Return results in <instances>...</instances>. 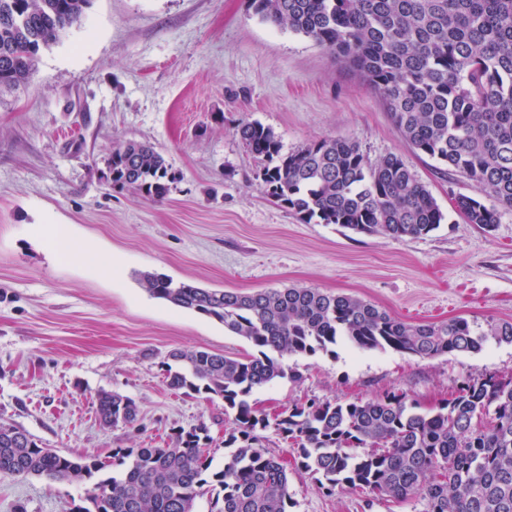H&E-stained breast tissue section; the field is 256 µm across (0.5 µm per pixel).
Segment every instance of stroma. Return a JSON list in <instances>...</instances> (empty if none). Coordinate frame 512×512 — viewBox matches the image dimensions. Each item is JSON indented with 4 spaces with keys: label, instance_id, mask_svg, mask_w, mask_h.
<instances>
[{
    "label": "stroma",
    "instance_id": "stroma-1",
    "mask_svg": "<svg viewBox=\"0 0 512 512\" xmlns=\"http://www.w3.org/2000/svg\"><path fill=\"white\" fill-rule=\"evenodd\" d=\"M271 127L284 151L327 136L356 140L368 163L400 156L446 219L392 239L307 223L267 193L264 162L240 140ZM146 142L175 180L155 202L103 179L114 149ZM483 197L402 138L380 98L314 40L256 15L250 0H92L81 25L41 53L25 86L0 89V421L61 453L111 462L116 448L166 447L206 425L214 466L235 428L221 398L166 384L175 349L254 354L223 324L150 296L140 277L253 293L291 286L344 293L409 323L512 321V211L491 229L451 199ZM68 225L112 257V274L50 255ZM290 374L255 389L268 417L311 398L406 393L428 411L466 377L512 376V344L419 358L339 342L334 353L285 358ZM133 399L135 427L99 420L100 392ZM259 446L288 465L289 512H422L350 490L326 493L294 463L274 428ZM86 484L0 475V512H70Z\"/></svg>",
    "mask_w": 512,
    "mask_h": 512
}]
</instances>
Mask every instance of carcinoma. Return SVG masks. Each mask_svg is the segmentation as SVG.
I'll return each instance as SVG.
<instances>
[{"mask_svg": "<svg viewBox=\"0 0 512 512\" xmlns=\"http://www.w3.org/2000/svg\"><path fill=\"white\" fill-rule=\"evenodd\" d=\"M91 0H0V87L24 82L42 48L81 23ZM262 20L311 38L355 70L382 98L417 151L479 184L486 196L453 197L454 210L487 228L512 209V0H252ZM238 135L267 162L268 195L309 223L338 224L393 239L421 236L444 220L436 200L394 154L369 165L359 144L325 137L286 154L276 132L244 122ZM103 178L154 201L174 176L153 146L128 142L112 152ZM147 292L214 318L257 354L241 360L175 350L165 363L175 390L204 392L234 412L230 454L212 467L203 425L176 433L171 448H117L121 478L107 464L70 457L25 429L0 422V474L52 481L94 480L77 512H288V471L257 447L272 426L294 441L299 468L321 488L360 490L399 501L418 496L423 512H512V377L469 378L433 412L404 393L345 403L309 399L274 419L249 402L256 388L298 377L283 359L328 352L346 340L420 358L481 350L486 337L512 344V321L486 326L463 317L412 324L352 295L319 288L252 294L209 290L153 274ZM109 427L137 422L135 402L98 397Z\"/></svg>", "mask_w": 512, "mask_h": 512, "instance_id": "obj_1", "label": "carcinoma"}]
</instances>
